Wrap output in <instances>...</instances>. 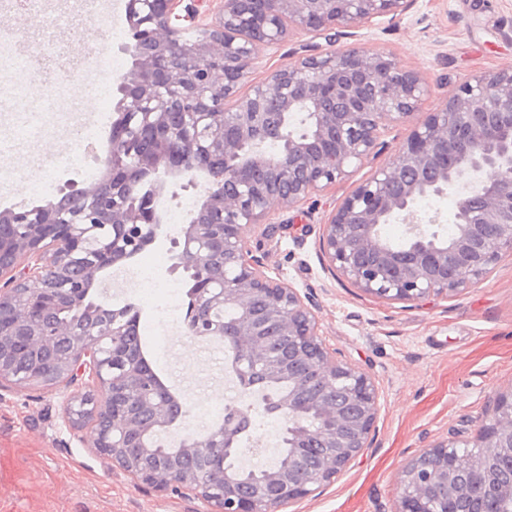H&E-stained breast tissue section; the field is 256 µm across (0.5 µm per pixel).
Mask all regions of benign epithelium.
<instances>
[{"label": "benign epithelium", "mask_w": 512, "mask_h": 512, "mask_svg": "<svg viewBox=\"0 0 512 512\" xmlns=\"http://www.w3.org/2000/svg\"><path fill=\"white\" fill-rule=\"evenodd\" d=\"M409 0H221L218 20L202 23L206 0H128L131 71L113 106L112 151L93 187L0 212V387L77 392L65 422L92 439L99 456L156 492L186 490L206 512H283L342 473L370 447L380 391L360 367L336 360L320 334L315 308L297 289L268 276L251 256L244 229L267 223L273 204L296 207L349 176L377 153L393 123L410 131L392 159L359 183L323 225L329 271L382 300L426 302L456 295L512 256V68L461 78L443 107L421 111L429 94L418 72L383 51L319 50L271 70L253 93L236 97L255 56L292 32L345 36L377 17L396 18ZM190 28L208 30L189 39ZM235 99L234 110L224 102ZM153 134L128 162L131 125ZM280 147L269 151L268 142ZM202 202L182 230L174 270L194 276L219 269L232 278L197 288L184 318L186 335L224 342L243 385L259 373L285 382L278 409L288 433V464L243 483L224 470L241 453V420L224 419L204 435L188 433L163 451L150 435L185 415L176 395L148 370L129 342L130 310L114 309L97 336L78 321L48 314L77 310L93 319L91 290L100 274L122 268L148 244L163 242L152 199L166 178L193 185ZM455 187L450 236L441 215L420 214V197ZM403 224V247L381 226ZM310 398L321 429L301 421ZM469 448L465 456L458 449ZM396 512H503L512 501V389L497 393L472 436L442 440L395 476Z\"/></svg>", "instance_id": "obj_1"}]
</instances>
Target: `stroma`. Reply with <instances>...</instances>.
<instances>
[{
	"label": "stroma",
	"instance_id": "35a3bbf8",
	"mask_svg": "<svg viewBox=\"0 0 512 512\" xmlns=\"http://www.w3.org/2000/svg\"><path fill=\"white\" fill-rule=\"evenodd\" d=\"M305 39L290 37L260 52L238 96L251 93L270 70L287 63ZM356 46L391 53L417 70L430 85L424 104L432 112L464 76L512 67V0H412L396 19L378 18L357 30ZM54 83L41 95L14 98L0 90V161L15 163L21 151L37 156L40 145L67 124ZM409 133L395 125L377 155L351 176L288 209L272 206L268 233L247 228L252 256L265 272L309 296L320 329L337 360L365 369L381 393L375 437L351 466L329 485L286 512H394V476L424 449L456 433H474L493 396L512 387V257L506 256L479 284L431 302L403 303L372 298L346 279L331 275L320 249L323 225L357 183L392 158ZM99 155L87 168L62 166L54 186L41 195L17 196L14 179L0 180V211L30 208L56 199L58 192L94 186L111 147V129H98ZM202 187L170 181L157 201L164 241L153 246L161 260L159 283L182 286L172 272L173 241L182 227L168 223L170 211L199 207ZM140 306L142 345L159 378L185 399L195 432L216 424L199 417L203 406L224 404L234 391L227 382L220 343L191 340L183 329L166 339L150 325L186 308L167 294ZM189 493L161 494L136 483L100 457L91 441H79L63 421V394L42 389L0 388V512H204Z\"/></svg>",
	"mask_w": 512,
	"mask_h": 512
}]
</instances>
